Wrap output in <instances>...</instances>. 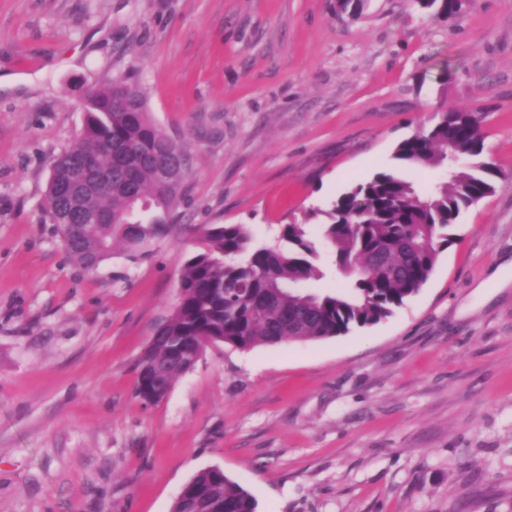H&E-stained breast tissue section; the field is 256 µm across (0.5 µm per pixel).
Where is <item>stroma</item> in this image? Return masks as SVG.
Returning a JSON list of instances; mask_svg holds the SVG:
<instances>
[{"mask_svg":"<svg viewBox=\"0 0 512 512\" xmlns=\"http://www.w3.org/2000/svg\"><path fill=\"white\" fill-rule=\"evenodd\" d=\"M128 75L191 157L184 224L274 243L438 108L484 111L496 189L390 317L208 347L147 405L134 364L197 242L86 272L41 211L84 91ZM211 466L257 512H512V0L448 20L416 0L357 17L336 0H0V512H171Z\"/></svg>","mask_w":512,"mask_h":512,"instance_id":"1","label":"stroma"}]
</instances>
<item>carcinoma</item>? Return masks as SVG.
<instances>
[{"instance_id": "cac0c4a2", "label": "carcinoma", "mask_w": 512, "mask_h": 512, "mask_svg": "<svg viewBox=\"0 0 512 512\" xmlns=\"http://www.w3.org/2000/svg\"><path fill=\"white\" fill-rule=\"evenodd\" d=\"M437 19L453 15L454 0H416ZM85 123L78 139L53 163L43 206L70 260L94 269L118 248L132 262L177 233L188 196L190 158L184 147L150 118L139 83L130 77L91 87L83 95ZM483 114L444 111L395 148L394 164L343 193L333 207L282 225L274 245L257 242L245 224H200L191 232L202 247L185 261L179 297L136 361L135 394L147 404L163 401L143 389L172 387L200 360L207 339L240 350L345 335L379 323L393 306L415 296L439 254L453 242L460 214L491 194L496 170L484 158ZM112 168V189L94 190L76 202L85 213L112 214L110 224H66L59 189L84 178L81 163ZM177 168L161 183L158 169ZM405 169H442L446 179L426 189ZM320 222L322 247L310 237ZM334 255L350 282L344 289L310 291L323 278L321 253ZM249 491L219 467L197 472L172 512H256Z\"/></svg>"}]
</instances>
